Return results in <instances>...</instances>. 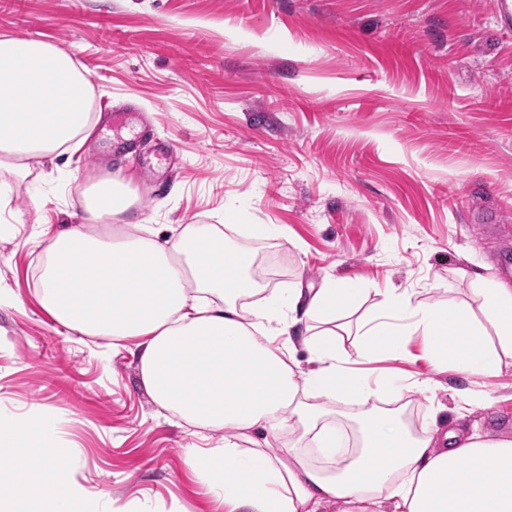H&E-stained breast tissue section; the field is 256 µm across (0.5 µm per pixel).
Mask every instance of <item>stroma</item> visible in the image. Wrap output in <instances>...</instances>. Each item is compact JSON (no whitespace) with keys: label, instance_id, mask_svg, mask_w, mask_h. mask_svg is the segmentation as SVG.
<instances>
[{"label":"stroma","instance_id":"1","mask_svg":"<svg viewBox=\"0 0 512 512\" xmlns=\"http://www.w3.org/2000/svg\"><path fill=\"white\" fill-rule=\"evenodd\" d=\"M3 34L70 53L100 120L77 151L0 184V411L56 416L77 479L120 512L222 508L133 355L56 326L35 298L48 238L84 221L88 180L131 179V220L162 238L276 225L273 288L373 283L329 324L349 351L378 290L468 302L479 276L512 288V39L491 0H0ZM128 105L152 136L117 154L112 111ZM410 348L374 367L432 380L403 399L416 426L512 437V358L473 377Z\"/></svg>","mask_w":512,"mask_h":512}]
</instances>
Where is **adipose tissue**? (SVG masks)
<instances>
[{"label": "adipose tissue", "mask_w": 512, "mask_h": 512, "mask_svg": "<svg viewBox=\"0 0 512 512\" xmlns=\"http://www.w3.org/2000/svg\"><path fill=\"white\" fill-rule=\"evenodd\" d=\"M83 68L56 45L0 36V170L26 178L43 160L75 150L99 115ZM119 177L90 182L87 224L50 237L36 292L68 332L129 349L154 403L190 425L200 446L187 464L227 512H512V439L463 428L415 430L401 408L373 407L351 426L335 406L379 391H423L430 380L378 379L361 362L411 358L413 337L436 360L471 376L512 357V289L474 283L477 307L384 293L360 322L348 354L328 325L356 308L369 286L340 279L313 293H267L251 276L254 253L220 224H187L161 239L145 225L115 232L136 203ZM322 331L303 344L313 370L291 363L292 331ZM288 431L287 446L270 438ZM34 449L25 477L0 481V512H112L108 490L75 477L59 422L0 412V457Z\"/></svg>", "instance_id": "1"}]
</instances>
